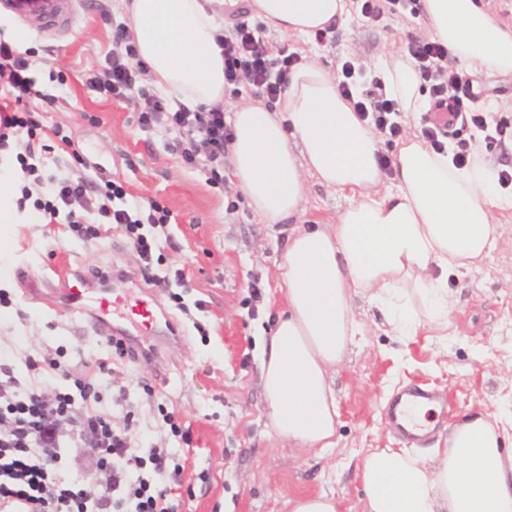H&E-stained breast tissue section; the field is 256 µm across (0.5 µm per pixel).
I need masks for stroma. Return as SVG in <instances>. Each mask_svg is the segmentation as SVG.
<instances>
[{"label": "stroma", "mask_w": 512, "mask_h": 512, "mask_svg": "<svg viewBox=\"0 0 512 512\" xmlns=\"http://www.w3.org/2000/svg\"><path fill=\"white\" fill-rule=\"evenodd\" d=\"M127 15L120 0H83L74 23L53 36L25 31L0 14V37L32 53V75L54 103L34 98L30 108L43 124L70 136L82 163L78 174L96 182L112 180L155 200L178 218L172 230L179 250H163L153 263L157 275L185 268L189 289L173 293L140 276L137 256L125 234L102 225L100 238L82 240L62 224H45L33 205L14 209L0 223V350L36 355L63 348L73 373L85 361L107 357L102 337L70 314L61 299L29 303L25 281L40 282L49 265H96L134 274L129 289L148 292L163 312L147 341L157 362L119 361V373L103 376L104 403L115 416L134 411L137 441L164 438L174 462L184 463L175 492L178 512H288L301 492L330 491L342 512H365L355 470L368 449L400 447L384 419L391 395L411 379L453 393L460 415L488 419L512 412V222L478 269L448 288L454 308L446 332L423 326L402 344L380 311L357 299L355 314L366 336L333 375L341 413L334 448L301 450L274 431L261 380L263 335L286 307L280 291L290 222L267 224L255 215L232 183L233 160L225 158L214 176L205 156L186 163L174 150L175 135L143 130L136 100L115 102L83 83L87 72L103 70L112 48L111 20ZM430 37L423 16L387 14L373 21L351 11L335 25L332 38L313 49L311 37L265 29L275 48L302 59L318 56L339 70L344 60L371 67L382 47L405 48L407 35ZM492 119L512 110V75H472ZM59 135L44 142L56 145ZM303 224H332L348 201L307 178ZM173 413L189 438L162 426Z\"/></svg>", "instance_id": "stroma-1"}]
</instances>
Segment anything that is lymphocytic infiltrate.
I'll use <instances>...</instances> for the list:
<instances>
[{
    "instance_id": "f902f5d3",
    "label": "lymphocytic infiltrate",
    "mask_w": 512,
    "mask_h": 512,
    "mask_svg": "<svg viewBox=\"0 0 512 512\" xmlns=\"http://www.w3.org/2000/svg\"><path fill=\"white\" fill-rule=\"evenodd\" d=\"M215 41L224 53V82L233 93L256 88L277 99L288 84L289 71L301 61L299 55L273 50L256 28L239 20L219 29ZM406 51L429 87L435 111L464 116L467 125L489 140L512 128L510 122L488 120L471 80L449 68L448 50L441 43L412 36ZM136 56L128 24H114L108 65L88 78V86L118 100L138 95L141 126L178 131L188 143L181 151L187 161L202 154L209 162L223 164L234 140L223 107L191 111L175 100L142 92L145 70L133 66ZM363 77L357 61H343L341 94L354 99L361 118L380 134L400 138L396 102L359 96ZM0 81L16 105L11 112L0 105V150L17 131H25L30 140L17 156L25 178L22 200L32 201L46 223L67 225L90 239L99 235L97 218H106L125 231L141 269L150 268L157 251L173 246L167 227L176 223V216L155 201L134 199L123 184L109 181L100 188L64 170L47 171L32 145L43 131L42 122L25 106L37 93L30 60L15 43L2 39ZM39 186L46 187L47 198H34ZM95 366L94 374L75 375L50 355H28L20 365L0 356V501L25 500L34 505V512H175L168 490L155 486L169 468V448L160 442L134 447L128 432L134 414L125 413L124 427L114 424L99 379L109 365L99 359Z\"/></svg>"
}]
</instances>
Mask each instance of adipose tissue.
Segmentation results:
<instances>
[{"label":"adipose tissue","instance_id":"1","mask_svg":"<svg viewBox=\"0 0 512 512\" xmlns=\"http://www.w3.org/2000/svg\"><path fill=\"white\" fill-rule=\"evenodd\" d=\"M248 7L275 31L313 36L347 17L351 4L249 0ZM127 10L156 86L192 110L224 103L216 12L201 0H131ZM423 12L456 70L512 75V28L479 0H423ZM373 76L400 111L431 109L407 55L380 53ZM233 127L234 183L266 223L299 213L309 175L349 198L335 223L293 228L284 256L287 310L261 358L277 435L325 450L340 417L330 373L362 341L356 298L375 304L405 343L423 324L447 325L448 278L472 271L495 246L503 216L512 215V188L499 184L484 157L455 167L451 154L415 133L404 136L385 173L374 128L340 94L335 73L313 59L290 73L273 107L236 109ZM504 440L498 422L473 414L429 455L372 449L359 473L365 512H512Z\"/></svg>","mask_w":512,"mask_h":512}]
</instances>
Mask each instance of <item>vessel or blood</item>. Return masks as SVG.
Masks as SVG:
<instances>
[{"label": "vessel or blood", "instance_id": "obj_1", "mask_svg": "<svg viewBox=\"0 0 512 512\" xmlns=\"http://www.w3.org/2000/svg\"><path fill=\"white\" fill-rule=\"evenodd\" d=\"M6 10L37 33H56L75 15V0H0V10ZM89 278L76 270H53L44 281L43 288H32L27 299L31 302L45 300L52 294H60L71 308L73 315L88 320L92 329L105 337H114L129 344L132 356H145L147 348L141 341L155 320L153 303L150 298L129 296L124 288V279L101 284L97 296H90L87 288ZM124 305V324L112 321L114 305ZM432 406L444 409L440 397L417 384L408 385L404 393L390 407L388 422L403 438L416 440L426 428V421L420 416L422 408Z\"/></svg>", "mask_w": 512, "mask_h": 512}]
</instances>
